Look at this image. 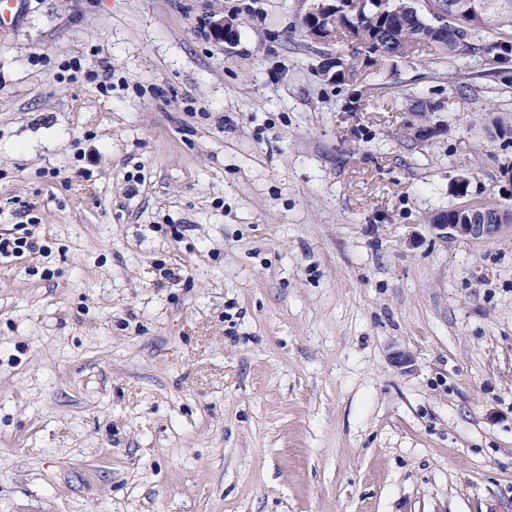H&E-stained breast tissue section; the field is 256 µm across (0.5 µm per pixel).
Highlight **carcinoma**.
<instances>
[{
    "label": "carcinoma",
    "mask_w": 512,
    "mask_h": 512,
    "mask_svg": "<svg viewBox=\"0 0 512 512\" xmlns=\"http://www.w3.org/2000/svg\"><path fill=\"white\" fill-rule=\"evenodd\" d=\"M448 29L433 20V14L417 8L416 0H365L349 16L336 13L315 17L314 25L325 32L338 29L340 41L380 57H407L423 45L441 59L478 57L487 74L512 81V0H445ZM512 222V208L470 204L448 210L450 224Z\"/></svg>",
    "instance_id": "obj_1"
}]
</instances>
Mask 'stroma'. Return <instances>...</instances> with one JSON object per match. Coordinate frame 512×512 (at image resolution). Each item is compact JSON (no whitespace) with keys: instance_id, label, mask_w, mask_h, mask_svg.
<instances>
[{"instance_id":"1","label":"stroma","mask_w":512,"mask_h":512,"mask_svg":"<svg viewBox=\"0 0 512 512\" xmlns=\"http://www.w3.org/2000/svg\"><path fill=\"white\" fill-rule=\"evenodd\" d=\"M309 6L24 0L0 30V233L29 210L44 246L0 263V512H512V236L428 224L512 207V85L312 41ZM501 221L502 223H495ZM485 222L495 224H483ZM512 208L470 204L461 205L448 210V220L444 215L437 214L436 224H429L436 236L444 241L462 238L471 241L486 242L506 234L512 236ZM511 223V224H510Z\"/></svg>"}]
</instances>
